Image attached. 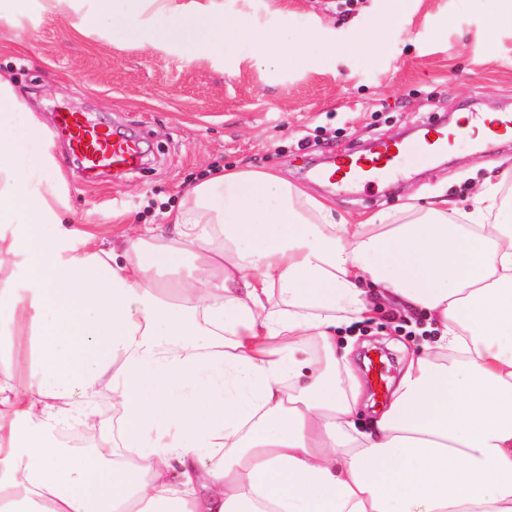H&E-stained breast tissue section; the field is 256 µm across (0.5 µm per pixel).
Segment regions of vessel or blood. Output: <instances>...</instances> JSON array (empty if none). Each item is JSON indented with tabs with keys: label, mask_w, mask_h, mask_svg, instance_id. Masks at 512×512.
Wrapping results in <instances>:
<instances>
[{
	"label": "vessel or blood",
	"mask_w": 512,
	"mask_h": 512,
	"mask_svg": "<svg viewBox=\"0 0 512 512\" xmlns=\"http://www.w3.org/2000/svg\"><path fill=\"white\" fill-rule=\"evenodd\" d=\"M57 128L66 136L73 153L81 156L88 168L109 166L124 170L140 162V151L133 138L101 131L89 125L80 113H59ZM510 134L511 112H500L492 118L472 112L452 124L427 125L425 135L414 142H384L368 154L350 151L338 155L334 163L319 171L318 176L342 188L350 185L371 187L397 176L411 155L433 157L448 152L462 141L486 149Z\"/></svg>",
	"instance_id": "1"
}]
</instances>
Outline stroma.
<instances>
[{"mask_svg":"<svg viewBox=\"0 0 512 512\" xmlns=\"http://www.w3.org/2000/svg\"><path fill=\"white\" fill-rule=\"evenodd\" d=\"M225 16H247L280 38L293 39L292 13L312 18L319 43L335 45L311 63L278 70L251 60L246 49L223 62H179L173 51L128 43L122 30L76 32L65 12L33 8L0 18V74L13 80L53 145L73 209L117 239L131 224H160L185 189L225 166L271 170L331 201L349 222L409 197L443 192L452 202L475 186L496 183L512 164V142L483 154L472 144L446 159L413 160L402 178L366 190L328 187L313 171L328 158L413 135L428 122L472 110L512 111V29L488 36L475 0H409L382 32L379 48L358 42L389 8V0H223ZM29 111V112H30ZM83 113L100 129L138 137L141 167L86 174L63 135L58 113ZM422 316L382 306L370 321L337 336L371 405L367 423L386 408L365 367L368 349H387V384L430 334Z\"/></svg>","mask_w":512,"mask_h":512,"instance_id":"1","label":"stroma"}]
</instances>
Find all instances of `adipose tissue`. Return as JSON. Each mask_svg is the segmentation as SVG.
I'll return each instance as SVG.
<instances>
[{"instance_id":"adipose-tissue-1","label":"adipose tissue","mask_w":512,"mask_h":512,"mask_svg":"<svg viewBox=\"0 0 512 512\" xmlns=\"http://www.w3.org/2000/svg\"><path fill=\"white\" fill-rule=\"evenodd\" d=\"M31 1L187 63L244 46L294 67L316 45L305 17L291 45L221 0H0V16ZM27 109L0 76V265L27 277L0 279V512H512V206L498 186L464 224L444 199L350 224L275 173L229 168L109 246ZM378 299L435 338L361 427L336 330ZM102 396L119 423L89 407ZM64 426L97 430L95 449L59 444Z\"/></svg>"}]
</instances>
